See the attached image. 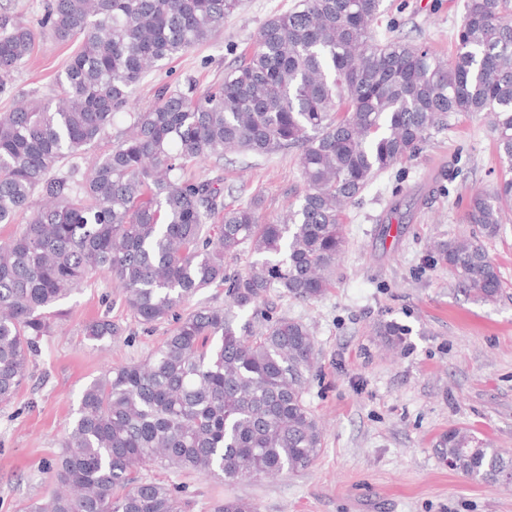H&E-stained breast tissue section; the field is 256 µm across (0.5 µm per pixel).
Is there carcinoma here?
I'll list each match as a JSON object with an SVG mask.
<instances>
[{
	"mask_svg": "<svg viewBox=\"0 0 512 512\" xmlns=\"http://www.w3.org/2000/svg\"><path fill=\"white\" fill-rule=\"evenodd\" d=\"M242 0H50L41 28L77 50L50 104L0 113V403L26 380L30 357L62 315L59 302L97 274L115 280L140 324L174 322L144 363L106 370L81 392L48 473L65 490L28 512H183L178 491L141 473L150 461L231 484L308 468L323 433L305 393L315 365L309 327L275 316L270 291L309 302L331 286L346 245L344 208L377 175L417 153L448 116L485 114L507 177L470 195V236L435 244L477 299L503 281L485 242L512 212V0H467L455 57L378 40L383 0H295L253 48L202 93L162 86L130 112L127 132L84 168L87 147L153 65L208 41ZM32 29L0 17V93L31 52ZM296 148L306 186L278 223L255 205L224 203V156ZM212 160L219 173L188 177ZM249 248V271L226 259ZM224 286L222 306L178 309ZM255 323L238 324L240 312ZM122 328L85 325L105 342ZM441 458L485 484L512 457L459 429ZM213 512H255L227 497Z\"/></svg>",
	"mask_w": 512,
	"mask_h": 512,
	"instance_id": "obj_1",
	"label": "carcinoma"
}]
</instances>
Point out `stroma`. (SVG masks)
Returning <instances> with one entry per match:
<instances>
[{"instance_id":"stroma-1","label":"stroma","mask_w":512,"mask_h":512,"mask_svg":"<svg viewBox=\"0 0 512 512\" xmlns=\"http://www.w3.org/2000/svg\"><path fill=\"white\" fill-rule=\"evenodd\" d=\"M294 0H244L207 42L158 63L136 85L128 112L154 101L163 84L205 91L252 46L263 24ZM465 0H384L378 38L426 43L451 59ZM45 0H0V14L33 28L35 45L0 93V112L19 101H50L75 46L37 30ZM503 176L484 115L454 114L421 150L375 177L346 209L347 247L333 284L302 303L270 292L273 315L305 323L316 349L306 402L323 447L302 471L228 486L198 473L153 464L149 477L182 487L187 512H212L228 496L258 512H512V484L488 485L448 468L440 454L448 429L470 430L512 456V214L486 249L504 288L496 302L475 299L432 251L433 241L471 235L463 216L473 190ZM305 188L297 151L224 159V198L258 200L262 221L280 220ZM52 333L29 363L15 398L0 403V512H25L56 485L57 458L82 389L105 370L144 362L168 324L146 327L124 308L109 276H94L65 299ZM109 317L123 333L99 346L86 322ZM404 325L400 346L379 330Z\"/></svg>"}]
</instances>
